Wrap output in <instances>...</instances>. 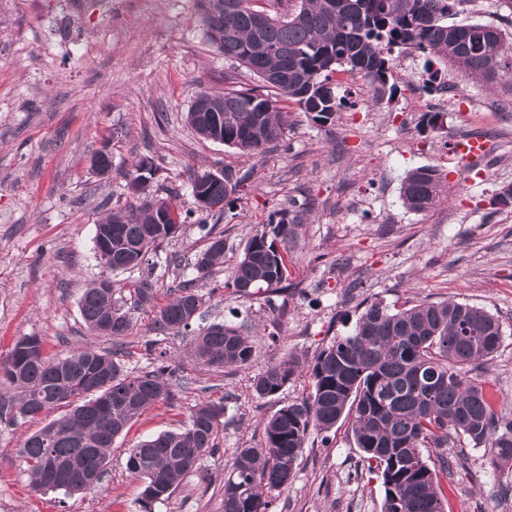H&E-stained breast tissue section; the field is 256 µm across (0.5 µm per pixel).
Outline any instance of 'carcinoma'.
Wrapping results in <instances>:
<instances>
[{"mask_svg":"<svg viewBox=\"0 0 512 512\" xmlns=\"http://www.w3.org/2000/svg\"><path fill=\"white\" fill-rule=\"evenodd\" d=\"M198 0L204 35L224 57L236 61L263 84L258 89L199 91L187 112L189 126L202 138L212 124L224 123V145L254 156L283 139L286 113L278 98L292 99L325 125L336 112L331 75L344 67L385 91L390 54L403 48L457 64L470 77L489 79L481 57L486 25L450 24L455 0H297L279 11L283 0ZM502 53L500 78L512 80V41L495 29ZM267 132L263 141L253 129ZM193 175L191 189L203 186L210 214L231 207L244 178L232 172L221 180ZM444 194L441 173L433 167L411 171L401 185L404 206L421 212L437 206ZM166 196L113 212L95 225L94 250L111 272L145 267L149 254L177 234L193 212ZM301 218L288 211L270 215L264 230L246 244L230 276L241 296L277 291L288 280V252L279 244L295 238ZM224 264V238L214 236L196 259L201 276ZM98 280L85 289L80 311L87 328L119 339L130 321L118 299L107 297ZM203 296L188 287L158 312L156 325L177 335L200 316ZM502 324L489 311L459 301H420L364 307L354 330L324 348L306 364L290 354L268 365L253 379L258 398L279 393L300 371L311 380L305 397L282 406L264 422V443L238 449L234 468L224 479V512H272L268 493L288 487L308 432H328L344 416L352 417L354 443L364 470L379 479L385 497L382 512H444L441 477L448 476L451 435L488 450L494 467L512 468V420L501 418L485 384L468 377L467 368L499 349ZM195 360L220 369L251 364L256 351L245 328L211 325L193 338ZM167 367L142 375L124 373L115 353L90 348L50 359L39 336L19 338L0 364V386L13 389L0 401V417H35L65 407L67 411L28 436L21 453L36 491L90 489L101 480L114 440L145 408L171 398ZM224 403L196 405L189 424L130 449L127 470L144 480L142 500L148 506L169 497L212 448ZM436 449V458L423 449Z\"/></svg>","mask_w":512,"mask_h":512,"instance_id":"obj_1","label":"carcinoma"}]
</instances>
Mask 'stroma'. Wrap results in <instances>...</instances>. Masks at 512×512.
<instances>
[{"label":"stroma","instance_id":"obj_1","mask_svg":"<svg viewBox=\"0 0 512 512\" xmlns=\"http://www.w3.org/2000/svg\"><path fill=\"white\" fill-rule=\"evenodd\" d=\"M455 23H481L512 34V0H456ZM438 70L439 95L422 82ZM230 63L204 35L198 0H0V362L15 341L37 335L46 355L80 346L118 351L126 373L167 359L173 396L147 408L117 437L98 488L72 494L31 487L24 439L50 414L0 419V512H224V479L237 449L260 446L264 418L308 394L302 374L278 394L257 398L253 377L293 353L313 358L352 332L367 303L454 299L499 316L503 339L479 370L499 413L512 418V205L491 200L512 185V83L462 76L450 63L394 49L388 84L332 76L338 108L314 123L283 102L280 144L249 159L197 136L185 121L197 91L224 90ZM439 111L438 127L424 116ZM483 137L487 155L464 163L455 144ZM112 158L107 175L91 157ZM152 159L140 191L135 164ZM437 168L446 198L413 212L402 203L406 174ZM232 171L242 184L231 209L207 227L184 225L160 243L155 300L136 302L140 269L106 273L95 256L96 224L178 189L191 208L195 171ZM305 211L288 244L285 292L240 297L224 282L248 241L278 210ZM224 236V264L206 277L195 269L209 233ZM110 276L130 318L121 342L92 334L82 293ZM194 281L204 298L200 326L244 325L257 349L248 366L196 364L190 338L157 331L156 314L177 284ZM223 400L213 447L171 497L142 507L143 482L126 468L130 448L185 426L196 404ZM449 456L462 464L443 483L446 512H512V471L494 468L484 448L457 439ZM275 512H381L384 489L360 467L350 420L311 431Z\"/></svg>","mask_w":512,"mask_h":512}]
</instances>
